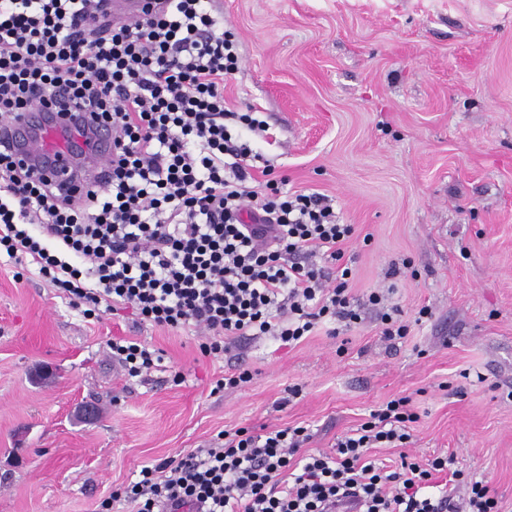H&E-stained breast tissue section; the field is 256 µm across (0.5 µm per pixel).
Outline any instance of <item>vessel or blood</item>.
I'll return each instance as SVG.
<instances>
[{"label":"vessel or blood","mask_w":512,"mask_h":512,"mask_svg":"<svg viewBox=\"0 0 512 512\" xmlns=\"http://www.w3.org/2000/svg\"><path fill=\"white\" fill-rule=\"evenodd\" d=\"M156 0H109L113 20L133 22L157 10ZM0 137L24 145L27 156L36 161V169L62 192L79 196L88 179L75 173L72 154L76 146L88 145L93 170H100L111 156L114 136L111 128L90 119L85 112L49 114L30 112L16 124L0 127Z\"/></svg>","instance_id":"obj_1"}]
</instances>
